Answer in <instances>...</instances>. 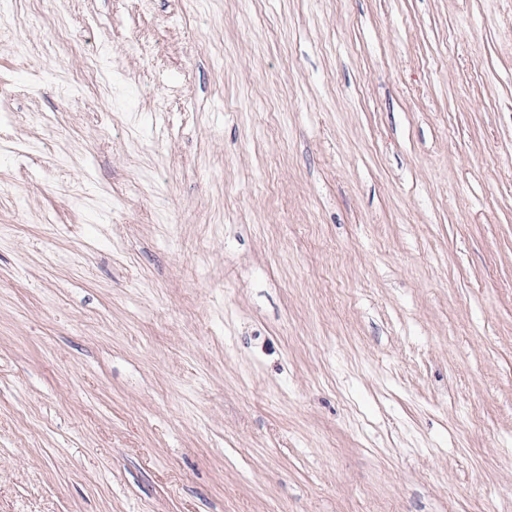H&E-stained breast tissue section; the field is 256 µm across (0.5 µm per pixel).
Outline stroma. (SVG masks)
I'll list each match as a JSON object with an SVG mask.
<instances>
[{"label":"stroma","instance_id":"obj_1","mask_svg":"<svg viewBox=\"0 0 512 512\" xmlns=\"http://www.w3.org/2000/svg\"><path fill=\"white\" fill-rule=\"evenodd\" d=\"M12 0L0 512H512V0Z\"/></svg>","mask_w":512,"mask_h":512}]
</instances>
